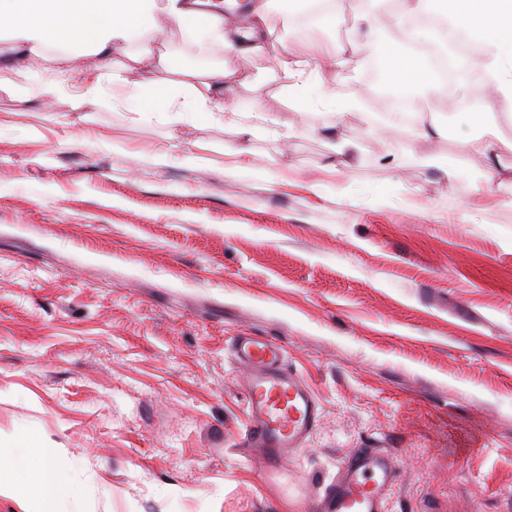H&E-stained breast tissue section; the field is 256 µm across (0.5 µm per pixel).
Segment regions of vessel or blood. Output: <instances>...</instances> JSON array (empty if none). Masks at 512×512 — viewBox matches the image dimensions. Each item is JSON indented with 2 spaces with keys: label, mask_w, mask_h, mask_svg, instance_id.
Returning a JSON list of instances; mask_svg holds the SVG:
<instances>
[{
  "label": "vessel or blood",
  "mask_w": 512,
  "mask_h": 512,
  "mask_svg": "<svg viewBox=\"0 0 512 512\" xmlns=\"http://www.w3.org/2000/svg\"><path fill=\"white\" fill-rule=\"evenodd\" d=\"M233 356L248 371L250 425L243 447L257 448L265 468L278 467L302 446L319 420V404L300 376L284 365L280 345L250 336L236 337ZM394 479L387 454L357 455L334 491L314 502L312 512H382L381 491Z\"/></svg>",
  "instance_id": "obj_1"
}]
</instances>
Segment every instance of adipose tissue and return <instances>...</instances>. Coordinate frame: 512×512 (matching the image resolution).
<instances>
[{
	"label": "adipose tissue",
	"instance_id": "1",
	"mask_svg": "<svg viewBox=\"0 0 512 512\" xmlns=\"http://www.w3.org/2000/svg\"><path fill=\"white\" fill-rule=\"evenodd\" d=\"M192 10L189 0H0V38L14 45L19 58L41 59L49 67L55 63L49 47H62L72 62L67 81L79 90L78 107H96L104 88L123 81L135 68L149 63L155 71H169L168 53L145 40V24L161 19L184 30ZM423 16L450 23L475 48L474 56L456 68L454 85L460 95L470 97L479 87L484 95L512 106V0H406L405 9L392 17L399 37L384 49L390 77L403 87L415 80H435L432 66L410 53V45L430 44L434 55L447 54L446 39L433 29L408 27V19ZM201 31L246 62L267 45L266 14L259 7L246 24L229 25L217 15L202 24ZM86 55L102 57L103 65H79ZM474 71L482 74L480 84L470 80ZM278 78L300 106L322 105L339 117L358 107L348 94L326 92L316 81L311 61L286 48L279 53ZM224 80L223 69L215 68L202 74L187 70L181 80L163 81L166 112L177 123L203 116L246 133L248 126L224 101ZM0 446L6 450L5 459H0V498L14 503L19 512H69L81 498L76 473L33 457L29 434H0ZM21 469L38 472L41 485L21 483Z\"/></svg>",
	"mask_w": 512,
	"mask_h": 512
}]
</instances>
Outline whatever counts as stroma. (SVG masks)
<instances>
[{
    "instance_id": "obj_1",
    "label": "stroma",
    "mask_w": 512,
    "mask_h": 512,
    "mask_svg": "<svg viewBox=\"0 0 512 512\" xmlns=\"http://www.w3.org/2000/svg\"><path fill=\"white\" fill-rule=\"evenodd\" d=\"M354 5L310 33L269 6L274 38L302 57L346 56L319 75L359 102L341 120L296 105L276 52L246 64L210 44L228 105L268 116L250 134L172 124L158 96L141 101L157 112L145 124L107 101L76 109L68 61L16 75L0 40V76L17 83L0 90V180L14 184L0 192V431L29 429L33 455L81 474L78 512H311L370 450L395 474L383 512H512V188L488 177L512 165V108L476 97L491 144L457 125L436 140L370 129L373 47ZM339 125L359 149L336 174L325 135ZM99 132L112 147L85 145ZM241 148L252 168L229 177L186 161L228 165ZM366 182L391 196L352 197ZM240 335L282 345L320 404L275 469L240 445Z\"/></svg>"
}]
</instances>
